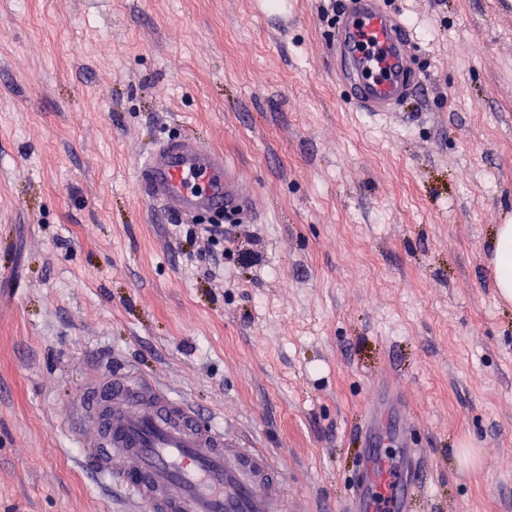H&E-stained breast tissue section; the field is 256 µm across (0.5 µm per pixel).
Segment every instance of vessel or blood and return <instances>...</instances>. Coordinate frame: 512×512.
Returning <instances> with one entry per match:
<instances>
[{"label":"vessel or blood","instance_id":"vessel-or-blood-1","mask_svg":"<svg viewBox=\"0 0 512 512\" xmlns=\"http://www.w3.org/2000/svg\"><path fill=\"white\" fill-rule=\"evenodd\" d=\"M329 43L336 77L351 106L393 119L421 73L411 61L410 27L386 0H347ZM148 202L186 219L224 214L245 222L253 189L241 170L207 142L159 140L139 169ZM72 431L80 459L149 512H282L284 475L266 456L241 447L232 433L199 421L194 408L131 370L95 376L74 393ZM381 400L365 430L368 481H355L347 512H415L422 472L416 455L387 468L382 440L407 444L408 425L382 424Z\"/></svg>","mask_w":512,"mask_h":512}]
</instances>
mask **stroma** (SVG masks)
Instances as JSON below:
<instances>
[{
	"mask_svg": "<svg viewBox=\"0 0 512 512\" xmlns=\"http://www.w3.org/2000/svg\"><path fill=\"white\" fill-rule=\"evenodd\" d=\"M344 0H0V512H126L78 463L68 401L132 367L343 512L390 389L418 512H512V0H387L424 77L409 119L333 78ZM199 137L255 189L219 244L137 168ZM491 262L497 295L512 303V224H499L491 241Z\"/></svg>",
	"mask_w": 512,
	"mask_h": 512,
	"instance_id": "1",
	"label": "stroma"
}]
</instances>
